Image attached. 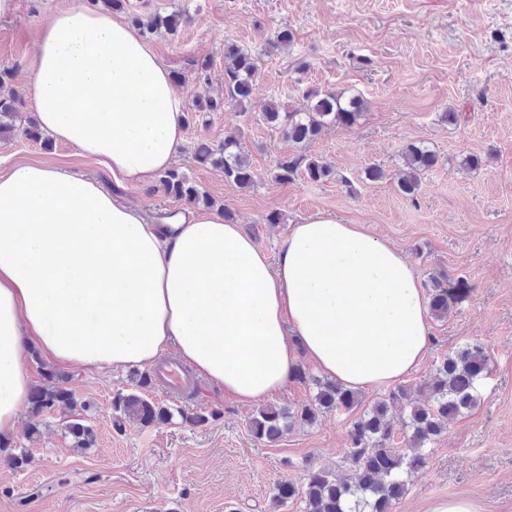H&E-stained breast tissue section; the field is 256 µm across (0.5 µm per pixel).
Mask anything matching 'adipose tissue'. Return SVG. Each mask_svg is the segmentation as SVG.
Listing matches in <instances>:
<instances>
[{
    "mask_svg": "<svg viewBox=\"0 0 512 512\" xmlns=\"http://www.w3.org/2000/svg\"><path fill=\"white\" fill-rule=\"evenodd\" d=\"M28 96L42 130L125 184H151L185 142L169 68L80 0L40 29ZM27 344L96 371L173 349L248 404L304 359L352 390L402 381L429 351V301L402 251L360 225L310 216L272 259L222 212L148 224L101 184L34 163L0 175V438L30 389Z\"/></svg>",
    "mask_w": 512,
    "mask_h": 512,
    "instance_id": "adipose-tissue-1",
    "label": "adipose tissue"
}]
</instances>
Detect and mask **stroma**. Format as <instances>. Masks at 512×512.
Returning <instances> with one entry per match:
<instances>
[{
    "label": "stroma",
    "mask_w": 512,
    "mask_h": 512,
    "mask_svg": "<svg viewBox=\"0 0 512 512\" xmlns=\"http://www.w3.org/2000/svg\"><path fill=\"white\" fill-rule=\"evenodd\" d=\"M74 0H9L0 11V67L15 71L10 89L34 113L25 86L36 57L37 33ZM188 11L176 36L149 44L170 70L189 113L181 167L258 247L276 255L288 227L328 213L363 225L405 254L421 280L445 272L469 291L447 319L431 321L425 360L402 382L417 388L441 357L466 343L484 342L493 373L471 412L448 422L427 448V463L409 478L393 512H430L439 500L464 496L479 512H512V0H130L122 20ZM293 41L273 48L277 29ZM259 52L254 108L195 112L194 100L224 87V45ZM207 70L209 80L197 79ZM306 88L362 93L368 109L348 128L332 127L306 152L329 164L323 183L303 178L280 184L270 172L294 146L264 121L259 106L274 100L300 107ZM459 113L456 123L442 121ZM240 139L257 175L253 188L229 186L224 172L197 164L199 141ZM427 142L439 155L416 199L397 188L400 151ZM469 154L478 169L463 168ZM54 162L99 180L123 200L158 218L179 210L158 186L119 187L96 162L66 145L43 148L22 135L0 141L5 167ZM381 166L369 182L365 168ZM278 223H267L268 215ZM67 389L88 404L93 447H75L62 414L24 410L10 440L29 464L0 457V512H304L302 500L274 507L282 482L301 483L308 471L344 468L350 413L321 414L310 426L286 431L277 442L250 430L256 407L225 398L222 389L191 375V393L160 384L149 398L187 411H205L204 424L180 416L142 426L115 425L112 403L135 389L134 370L91 373L57 367Z\"/></svg>",
    "instance_id": "obj_1"
}]
</instances>
